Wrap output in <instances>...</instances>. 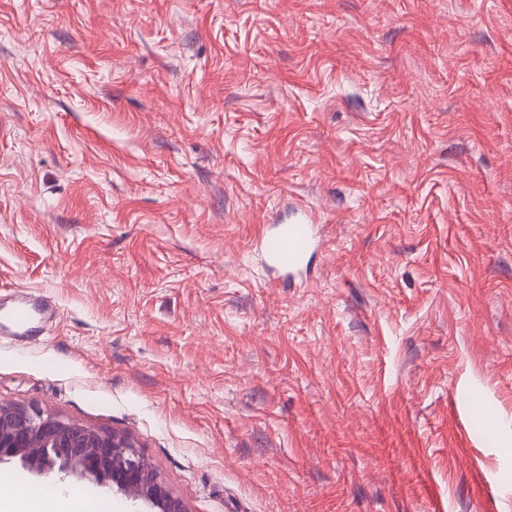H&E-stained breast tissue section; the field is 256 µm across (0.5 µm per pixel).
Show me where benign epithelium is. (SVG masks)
Listing matches in <instances>:
<instances>
[{
    "label": "benign epithelium",
    "instance_id": "benign-epithelium-1",
    "mask_svg": "<svg viewBox=\"0 0 512 512\" xmlns=\"http://www.w3.org/2000/svg\"><path fill=\"white\" fill-rule=\"evenodd\" d=\"M16 459L29 473L57 484L74 477L112 487L134 506L188 512L124 430L94 428L36 406L1 402L0 466Z\"/></svg>",
    "mask_w": 512,
    "mask_h": 512
}]
</instances>
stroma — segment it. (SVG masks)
<instances>
[{"label": "stroma", "mask_w": 512, "mask_h": 512, "mask_svg": "<svg viewBox=\"0 0 512 512\" xmlns=\"http://www.w3.org/2000/svg\"><path fill=\"white\" fill-rule=\"evenodd\" d=\"M18 290L0 400L189 512H512V0H0ZM315 224H280L278 231L262 239L273 268L292 276L303 264L316 239ZM9 322L17 328L28 327L34 319L32 303L26 295H15L8 315Z\"/></svg>", "instance_id": "1"}]
</instances>
